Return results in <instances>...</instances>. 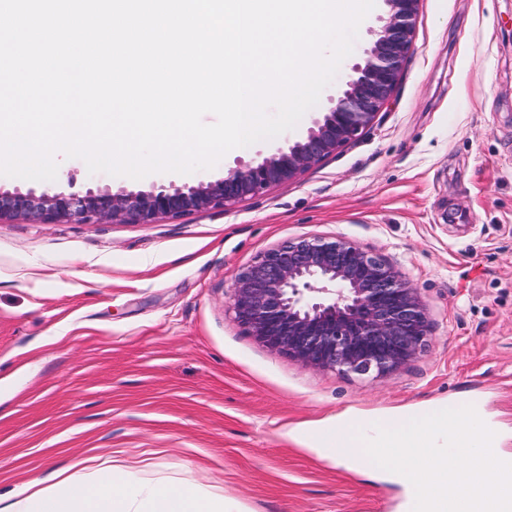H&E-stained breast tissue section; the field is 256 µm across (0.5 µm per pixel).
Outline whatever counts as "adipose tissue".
I'll return each mask as SVG.
<instances>
[{
	"instance_id": "1",
	"label": "adipose tissue",
	"mask_w": 512,
	"mask_h": 512,
	"mask_svg": "<svg viewBox=\"0 0 512 512\" xmlns=\"http://www.w3.org/2000/svg\"><path fill=\"white\" fill-rule=\"evenodd\" d=\"M121 460L103 465L95 484H85L79 473L58 471L53 484L26 485L18 501L0 512H239L224 496L193 484L132 485Z\"/></svg>"
}]
</instances>
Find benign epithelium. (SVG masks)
<instances>
[{"label":"benign epithelium","mask_w":512,"mask_h":512,"mask_svg":"<svg viewBox=\"0 0 512 512\" xmlns=\"http://www.w3.org/2000/svg\"><path fill=\"white\" fill-rule=\"evenodd\" d=\"M420 0H384L363 60L328 99L306 134L257 155L224 178L197 185H153L65 194L0 188V222L156 224L224 210L296 178L355 140L390 103L413 47ZM235 320L262 346L300 365L341 375L387 377L431 339L420 289L392 263L336 237H298L258 255L234 278Z\"/></svg>","instance_id":"7a95c632"}]
</instances>
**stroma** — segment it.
<instances>
[{
    "instance_id": "1",
    "label": "stroma",
    "mask_w": 512,
    "mask_h": 512,
    "mask_svg": "<svg viewBox=\"0 0 512 512\" xmlns=\"http://www.w3.org/2000/svg\"><path fill=\"white\" fill-rule=\"evenodd\" d=\"M376 0L316 107L285 136L212 169L140 180L79 158L65 193L223 178L306 132L360 62ZM301 236L344 237L395 265L427 303L432 341L388 378L304 367L233 318L235 275ZM475 406L512 453V0H420L390 107L298 179L225 210L156 224L0 223V502L109 458L131 481L195 484L241 512H408L371 462L336 465L338 417Z\"/></svg>"
}]
</instances>
